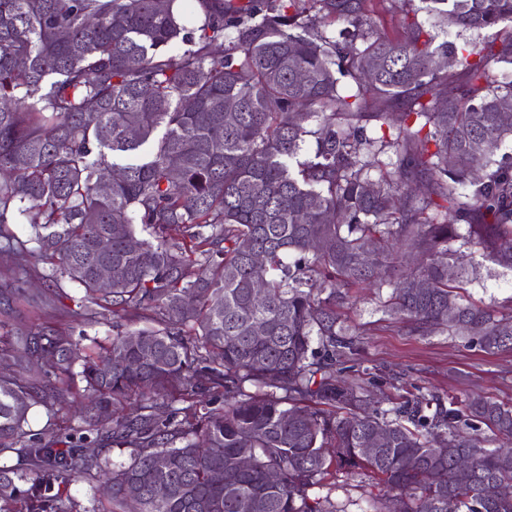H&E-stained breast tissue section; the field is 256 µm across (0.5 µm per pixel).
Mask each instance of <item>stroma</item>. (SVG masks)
I'll return each instance as SVG.
<instances>
[{"mask_svg": "<svg viewBox=\"0 0 512 512\" xmlns=\"http://www.w3.org/2000/svg\"><path fill=\"white\" fill-rule=\"evenodd\" d=\"M7 230L12 239L25 244L27 254L20 268L0 260V321L20 333L34 324H49L78 337L84 347L107 344L114 330L111 319L75 316L82 292L67 280L52 278V266L33 240L30 225L20 219ZM389 293L386 287L355 288L349 303L338 309L344 325L358 326L366 335L360 362L380 377L374 399L382 408H390L412 386L461 399L475 392L512 404V349L487 352L460 336L418 335L384 313ZM461 296L510 315L512 271L483 263Z\"/></svg>", "mask_w": 512, "mask_h": 512, "instance_id": "1", "label": "stroma"}]
</instances>
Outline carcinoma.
Returning <instances> with one entry per match:
<instances>
[{
  "label": "carcinoma",
  "mask_w": 512,
  "mask_h": 512,
  "mask_svg": "<svg viewBox=\"0 0 512 512\" xmlns=\"http://www.w3.org/2000/svg\"><path fill=\"white\" fill-rule=\"evenodd\" d=\"M410 2L389 0L402 18L388 34L372 0H197L191 33L182 0H0V236L26 219L52 274L83 288L77 315L149 322L103 357L46 324L16 346L0 323V360L18 367L0 374V452L24 464L0 469V512H15L16 477L31 482L21 512H80L54 491L76 474L112 486L104 512H348L320 494L339 473L386 488L371 512L450 498L512 512L498 495L512 450L480 435L512 438V405L410 391L369 412L359 377L341 380L363 341L336 306L385 282V313L420 334L512 349V316L460 302L477 266L450 247L512 270V162L496 160L512 141V0H420L485 33L461 48L435 43ZM160 128L147 159L115 162ZM78 381L86 412L67 439L26 430L36 404L59 419ZM381 428L387 444L365 453ZM109 445L129 460L110 464Z\"/></svg>",
  "instance_id": "carcinoma-1"
}]
</instances>
